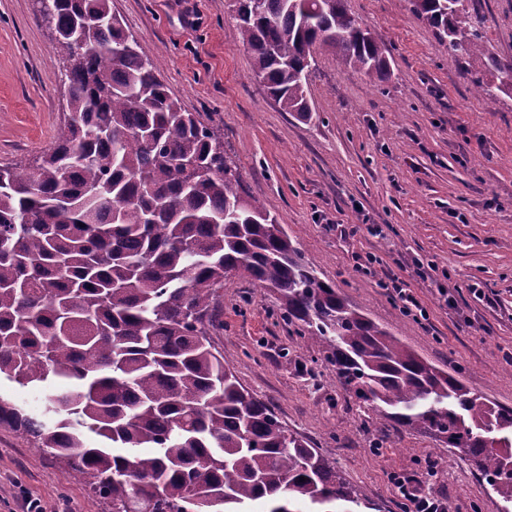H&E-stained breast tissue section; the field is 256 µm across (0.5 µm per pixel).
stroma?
<instances>
[{
	"label": "stroma",
	"mask_w": 512,
	"mask_h": 512,
	"mask_svg": "<svg viewBox=\"0 0 512 512\" xmlns=\"http://www.w3.org/2000/svg\"><path fill=\"white\" fill-rule=\"evenodd\" d=\"M485 49L512 61V0H472ZM389 52L382 85L316 57L310 120L281 111L252 76L231 0H112L159 60L183 107L224 139L247 193L266 204L320 278L421 357L512 407V94L487 99L467 56H449L410 0H345ZM63 58L39 0H0V165L47 151L66 110ZM380 259L374 274L357 256ZM405 279L429 318L415 321L384 283ZM450 288L446 306L440 288ZM210 339L241 383L288 429L324 450L381 512H404L392 474L438 464L425 492L448 512H500L502 502L434 438L359 406L317 346L296 335L275 294L224 282ZM46 512H105L68 469L0 427V512L23 497Z\"/></svg>",
	"instance_id": "stroma-1"
}]
</instances>
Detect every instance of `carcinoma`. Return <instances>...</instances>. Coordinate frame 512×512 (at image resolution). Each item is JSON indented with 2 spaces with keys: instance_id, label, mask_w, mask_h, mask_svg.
<instances>
[{
  "instance_id": "obj_1",
  "label": "carcinoma",
  "mask_w": 512,
  "mask_h": 512,
  "mask_svg": "<svg viewBox=\"0 0 512 512\" xmlns=\"http://www.w3.org/2000/svg\"><path fill=\"white\" fill-rule=\"evenodd\" d=\"M237 2L253 76L283 112L311 118L319 50L378 83L391 76L387 49L344 0ZM466 2L411 0L448 55L512 86V63L485 55ZM49 24L68 113L34 171L0 166V378L47 390L54 419L0 395V426L109 512L375 508L224 366L209 329L237 276L273 290L345 391L457 449L512 512V407L423 359L318 276L112 0H51ZM59 380L70 388L52 391Z\"/></svg>"
}]
</instances>
